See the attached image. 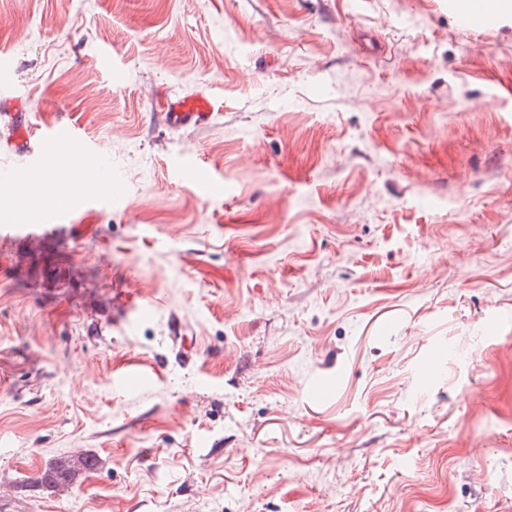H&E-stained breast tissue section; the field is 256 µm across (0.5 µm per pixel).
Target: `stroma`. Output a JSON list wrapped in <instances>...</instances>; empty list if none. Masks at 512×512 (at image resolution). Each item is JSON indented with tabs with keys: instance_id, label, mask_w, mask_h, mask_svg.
Listing matches in <instances>:
<instances>
[{
	"instance_id": "obj_1",
	"label": "stroma",
	"mask_w": 512,
	"mask_h": 512,
	"mask_svg": "<svg viewBox=\"0 0 512 512\" xmlns=\"http://www.w3.org/2000/svg\"><path fill=\"white\" fill-rule=\"evenodd\" d=\"M464 3L0 0V105L98 172L47 199L0 115V225L89 207L0 248V512H512V0ZM158 106L163 122L173 129L208 125L215 112L211 96L205 90L183 98H164ZM94 466L95 462L91 458H81L77 462H61L50 473L43 474L37 481L49 483L54 488L68 487L74 483L78 471L91 470Z\"/></svg>"
}]
</instances>
